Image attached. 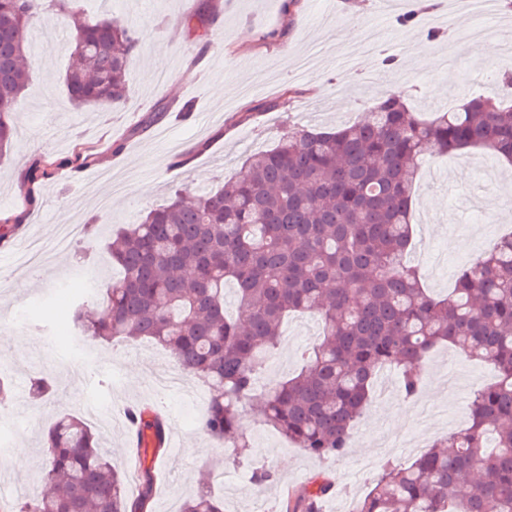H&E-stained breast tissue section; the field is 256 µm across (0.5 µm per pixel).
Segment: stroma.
<instances>
[{
    "label": "stroma",
    "instance_id": "1",
    "mask_svg": "<svg viewBox=\"0 0 512 512\" xmlns=\"http://www.w3.org/2000/svg\"><path fill=\"white\" fill-rule=\"evenodd\" d=\"M199 0H70L50 10L56 37L45 41L42 21L29 30L31 74L14 107L15 134L0 156V251H22L31 240H54L60 225L90 224L96 240L57 253L38 276H0V376L12 390L0 399V460L14 485L43 488L49 465L44 437L61 414L90 421L96 403L164 404L177 421L180 453L157 462L152 512H178L201 485L224 500V512H277L281 501L321 477L332 484L321 512H352L386 464L410 466L446 432L468 423L475 389L494 381L487 363L453 346L429 355L422 384L405 397L398 373L383 370L353 431L344 457L322 462L288 443L259 418L266 389L241 420L249 441L242 459L205 435L204 404L186 392L157 394L154 373L172 364L169 351L146 339L55 343L66 313L55 294L66 284L90 285L83 303L103 304L112 263L107 245L117 229L166 204L175 190L205 194L220 189L251 154L275 147L289 131L358 120L388 84L403 86L412 111L449 108L465 95H496L500 75L512 72V10L485 23L487 43L475 51L455 44L473 27L470 14L439 0L435 12L417 0H211L213 24L189 28ZM90 21L122 20L139 29L142 43L124 100L112 106L75 107L64 77L73 41L69 11ZM415 14L417 23L401 25ZM423 41L445 70L427 68L413 51ZM82 165H74L75 153ZM55 163L53 175L28 184L36 161ZM512 171L484 151L461 158L425 156L412 194L413 240L408 258L426 288L443 295L461 271L512 230V204H498ZM322 323L294 313L282 325L283 342L266 363L267 380L297 372L303 351ZM24 339L17 349L16 339ZM45 377L53 390L32 397L28 387ZM271 468L276 480L255 484L252 467Z\"/></svg>",
    "mask_w": 512,
    "mask_h": 512
}]
</instances>
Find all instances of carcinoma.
I'll list each match as a JSON object with an SVG mask.
<instances>
[{"label": "carcinoma", "instance_id": "1", "mask_svg": "<svg viewBox=\"0 0 512 512\" xmlns=\"http://www.w3.org/2000/svg\"><path fill=\"white\" fill-rule=\"evenodd\" d=\"M47 1L66 8L65 0H0V151L12 142L13 105L29 82V26ZM74 40L65 75L71 101L120 102L137 32L88 21L75 26ZM464 145L512 161V106L466 97L423 120L395 88L357 122L291 132L250 155L224 188L195 197L178 191L122 227L111 245L120 276L106 291L110 316L94 319L78 307L74 328L93 342L149 339L170 350L177 368L206 387L202 431L244 449L240 412L284 316H319L322 333L304 368L272 382L262 408L266 425L319 461L346 454L379 371L398 369L411 397L428 354L450 344L493 365L497 381L470 400L467 428L407 468L385 467L353 512H512V234L474 258L443 298L423 288L406 260L420 160ZM229 281L233 316L224 309ZM137 418L161 436L152 406H138ZM46 444L49 490L0 503V512H149L161 448L140 449L131 494L77 417L61 416ZM330 489L317 478L280 512H320ZM179 512H224V505L203 488Z\"/></svg>", "mask_w": 512, "mask_h": 512}]
</instances>
